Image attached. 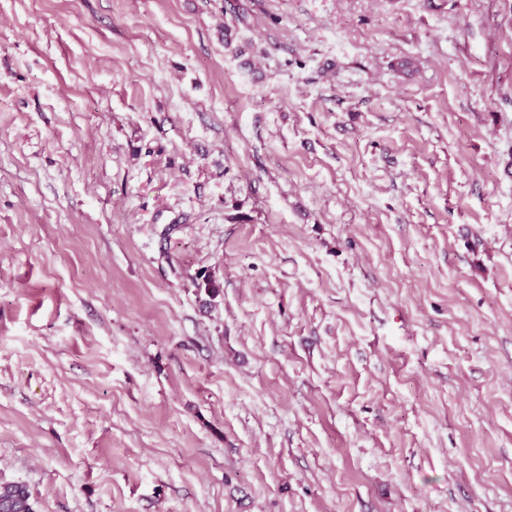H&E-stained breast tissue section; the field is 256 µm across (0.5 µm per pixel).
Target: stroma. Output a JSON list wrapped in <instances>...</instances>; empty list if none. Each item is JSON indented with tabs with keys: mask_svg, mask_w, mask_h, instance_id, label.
Instances as JSON below:
<instances>
[{
	"mask_svg": "<svg viewBox=\"0 0 512 512\" xmlns=\"http://www.w3.org/2000/svg\"><path fill=\"white\" fill-rule=\"evenodd\" d=\"M1 483L512 512V0H0Z\"/></svg>",
	"mask_w": 512,
	"mask_h": 512,
	"instance_id": "stroma-1",
	"label": "stroma"
}]
</instances>
